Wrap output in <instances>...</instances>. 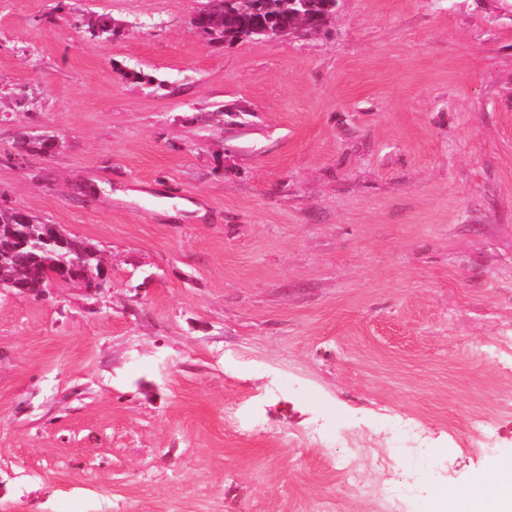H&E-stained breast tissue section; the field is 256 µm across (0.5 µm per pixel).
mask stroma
<instances>
[{"mask_svg":"<svg viewBox=\"0 0 512 512\" xmlns=\"http://www.w3.org/2000/svg\"><path fill=\"white\" fill-rule=\"evenodd\" d=\"M203 4L0 0V208L108 272L0 288V512H382L344 435L429 512L512 461V9L214 43Z\"/></svg>","mask_w":512,"mask_h":512,"instance_id":"1","label":"stroma"}]
</instances>
